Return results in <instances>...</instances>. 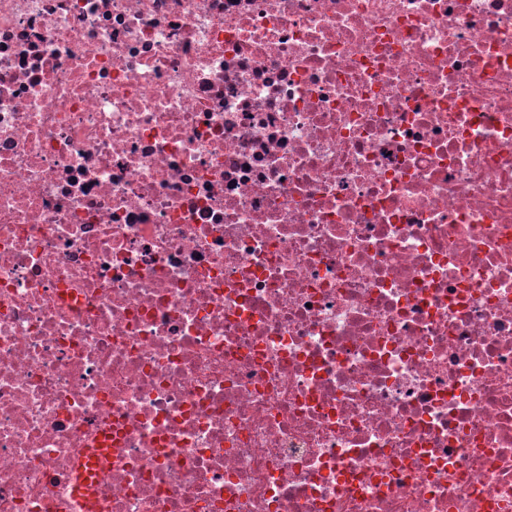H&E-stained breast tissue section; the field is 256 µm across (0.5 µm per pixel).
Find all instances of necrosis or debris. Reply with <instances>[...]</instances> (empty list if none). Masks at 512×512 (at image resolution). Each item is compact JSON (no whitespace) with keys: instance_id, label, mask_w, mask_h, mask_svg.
Listing matches in <instances>:
<instances>
[{"instance_id":"obj_1","label":"necrosis or debris","mask_w":512,"mask_h":512,"mask_svg":"<svg viewBox=\"0 0 512 512\" xmlns=\"http://www.w3.org/2000/svg\"><path fill=\"white\" fill-rule=\"evenodd\" d=\"M512 512V0H0V512Z\"/></svg>"}]
</instances>
